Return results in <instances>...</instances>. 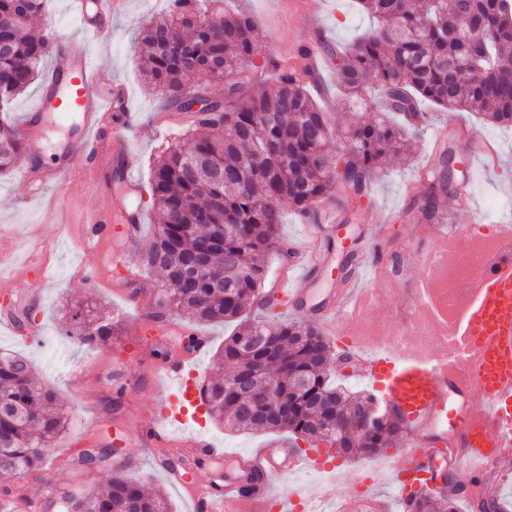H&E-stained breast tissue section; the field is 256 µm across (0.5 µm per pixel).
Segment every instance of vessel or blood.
<instances>
[{
  "mask_svg": "<svg viewBox=\"0 0 512 512\" xmlns=\"http://www.w3.org/2000/svg\"><path fill=\"white\" fill-rule=\"evenodd\" d=\"M123 2L73 0L76 36L50 45L56 64L19 130L28 153L21 180L35 193L60 181L80 190L100 187L101 174L92 166L77 164L74 153L119 157L126 152L125 137L117 132L103 137L100 122L104 113L127 109V89L100 69L88 51L89 41L111 37L112 18ZM51 112L72 117L77 131L71 154L45 168L40 164L39 127ZM140 190L137 180L123 177L119 198L88 219L89 246L109 237L116 222L138 233L144 213L129 207L128 201ZM322 219V224L308 225L300 246L282 260L283 274L265 293L286 302L292 312H308L328 334L339 335L338 324L347 309L364 305L362 274L357 271L348 277L339 298L315 295L310 272L333 271L330 255L318 247L322 229L327 226L337 233L345 224L343 214L333 208L324 209ZM495 235L498 248L484 255L473 289L462 296L459 316L440 332L437 342L419 349L408 344L410 337L428 335L442 319L431 277L440 261L436 251L420 260L424 274L413 290L412 307L400 316L401 326L378 338L370 351L354 338L339 336L342 354L356 356L360 376L384 391L388 404L404 418L408 437L403 479L423 477L426 487L454 494L468 505L473 502L471 492L453 482V475L480 474L512 459V223L496 224ZM208 345V337H195L188 349L158 367L170 399L137 426L140 441L151 448L157 471L189 489L193 512H266L271 505L278 512H295L305 502V493H278L276 479L303 465L332 471L335 462L305 461L284 448L230 456L215 447L198 427L207 407L199 397L198 373L190 367ZM226 458L235 463L236 471L217 479L209 464ZM352 482L356 491L337 497L336 512H390L385 497L365 489L362 475H354Z\"/></svg>",
  "mask_w": 512,
  "mask_h": 512,
  "instance_id": "obj_1",
  "label": "vessel or blood"
}]
</instances>
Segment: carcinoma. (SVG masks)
I'll return each instance as SVG.
<instances>
[{
  "mask_svg": "<svg viewBox=\"0 0 512 512\" xmlns=\"http://www.w3.org/2000/svg\"><path fill=\"white\" fill-rule=\"evenodd\" d=\"M221 0H172L143 31L147 80L180 111L182 90L199 94L233 76L227 94L194 112V135L172 144L151 169L160 223L141 265L162 275L169 291L158 315L184 311L201 322L236 323L217 354L230 375L200 389L211 417L238 432H286L325 443L349 459L382 454L406 432L400 414H377L373 395L335 383L333 342L301 320H285L278 303L258 300L266 277L261 258L276 248L281 203L299 212L334 193L363 192L377 166L404 142L407 117L428 102L474 112L512 128V0H358L376 28L361 35L333 70L342 108H374L338 133L305 82L282 71L267 89L254 78L252 21ZM44 0H0V112L39 76L49 40L31 18ZM25 145L0 122V173L21 164ZM203 262L207 274H184ZM72 334L90 345L117 334L116 322L91 310L73 314ZM30 362L0 353V475L43 464L66 429L55 393L34 382ZM84 512H171L161 495L115 476L99 492L79 493ZM404 512H455L453 499L422 488Z\"/></svg>",
  "mask_w": 512,
  "mask_h": 512,
  "instance_id": "carcinoma-1",
  "label": "carcinoma"
}]
</instances>
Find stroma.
<instances>
[{"label": "stroma", "instance_id": "stroma-1", "mask_svg": "<svg viewBox=\"0 0 512 512\" xmlns=\"http://www.w3.org/2000/svg\"><path fill=\"white\" fill-rule=\"evenodd\" d=\"M227 6L254 23L255 62L266 78L274 77L281 65L272 52L273 44L294 50L307 41L304 18L308 13L321 16L326 40L337 50L349 47L372 25L358 0H303L295 9L288 8L286 0H227ZM170 7L171 0H127L125 9L112 19L110 42L92 49L97 64L126 85L130 99V112H113L102 120L107 129H124L127 138L123 157L96 160L111 176L114 190L119 187L114 176L122 171L145 188L149 186L152 164L161 151L171 141L188 140L190 115L171 106L142 73L141 30L168 13ZM326 64L318 75L306 78V87L343 129L358 121L362 113L357 109L337 110L338 91L330 72L335 57H327ZM460 127L494 144L498 154L494 165L469 169L467 147L456 136ZM443 151L454 154L457 179L470 181L472 193L468 202L453 187L443 194L449 221L464 229L493 224L503 211L512 209V131L471 112L431 109L415 148L381 166L364 197L340 206L348 218L349 240L359 237L365 212H374L375 223L385 227L384 257L362 283L372 301L359 316L364 323L382 325L387 332L393 328L396 313L409 304L410 290L423 273L411 263L409 249L432 250L437 246L431 236V221L419 216L427 192L419 169L437 161ZM48 194L62 197L63 206H35L18 171L0 175V228L16 243L14 261L20 264L33 255H43L50 276L45 282L35 274L17 279L11 270L0 272V352H16L31 361L37 385L52 389L66 412L67 430L41 467L0 481V502L19 489L37 501L51 491L83 489L92 476L102 487L112 476L122 475L139 481L148 491L162 493L173 512H191L187 495L154 470L150 449L125 438L140 418L165 400L166 393L153 371L172 354L171 343L160 336L140 334L134 325L137 317L154 314L156 299L165 295L167 285L161 275L141 269L135 298L127 296L128 268L139 266L141 254L152 242L153 226L159 221L150 195L145 191L136 199L147 217L138 238L126 239L122 225L116 223L111 238L91 250L84 216L100 209L104 197L61 183ZM19 294L32 299L29 320L39 324V335H25L6 322ZM87 307L104 309L120 319L122 331L108 345L92 347L70 336L72 314ZM172 318L184 334L196 329L210 336V348L195 369L200 377H214L216 354L229 336L230 326L199 322L183 312L173 313ZM103 446L111 448L110 456L92 467L83 463L82 450Z\"/></svg>", "mask_w": 512, "mask_h": 512}]
</instances>
